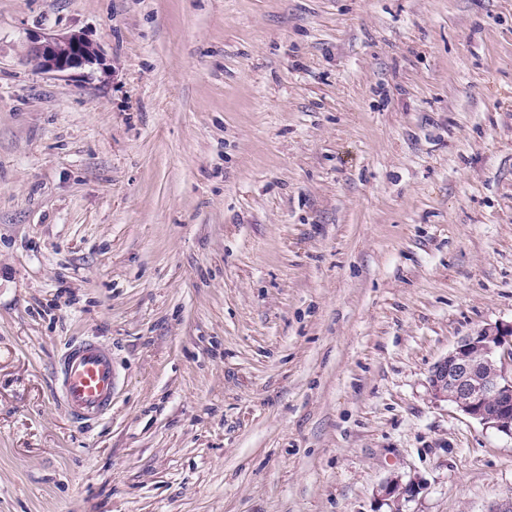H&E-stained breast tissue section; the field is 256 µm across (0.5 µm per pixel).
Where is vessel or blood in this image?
<instances>
[{"instance_id": "vessel-or-blood-1", "label": "vessel or blood", "mask_w": 512, "mask_h": 512, "mask_svg": "<svg viewBox=\"0 0 512 512\" xmlns=\"http://www.w3.org/2000/svg\"><path fill=\"white\" fill-rule=\"evenodd\" d=\"M112 355L95 343L68 352L61 366L64 403L75 417L89 421L112 403Z\"/></svg>"}]
</instances>
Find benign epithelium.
I'll use <instances>...</instances> for the list:
<instances>
[{
	"mask_svg": "<svg viewBox=\"0 0 512 512\" xmlns=\"http://www.w3.org/2000/svg\"><path fill=\"white\" fill-rule=\"evenodd\" d=\"M26 57L43 74L66 77L101 61L97 45L81 34L36 32L27 38ZM512 323L478 328L462 337L431 370L432 400L453 404L463 414L512 438ZM419 484L394 475L380 489L391 512L414 497Z\"/></svg>",
	"mask_w": 512,
	"mask_h": 512,
	"instance_id": "obj_1",
	"label": "benign epithelium"
}]
</instances>
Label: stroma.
Returning a JSON list of instances; mask_svg holds the SVG:
<instances>
[{"instance_id": "obj_1", "label": "stroma", "mask_w": 512, "mask_h": 512, "mask_svg": "<svg viewBox=\"0 0 512 512\" xmlns=\"http://www.w3.org/2000/svg\"><path fill=\"white\" fill-rule=\"evenodd\" d=\"M511 322L512 0H0V512H484L512 438L428 380ZM97 45L76 33L36 32L27 38L25 55L43 74L67 77L74 69L100 63ZM64 403L80 420L90 421L112 403V355L95 343L68 352L61 366ZM419 489L415 479L404 481L401 476L390 477L380 489L383 500L388 501L392 506L391 512H403L402 503L414 497Z\"/></svg>"}]
</instances>
